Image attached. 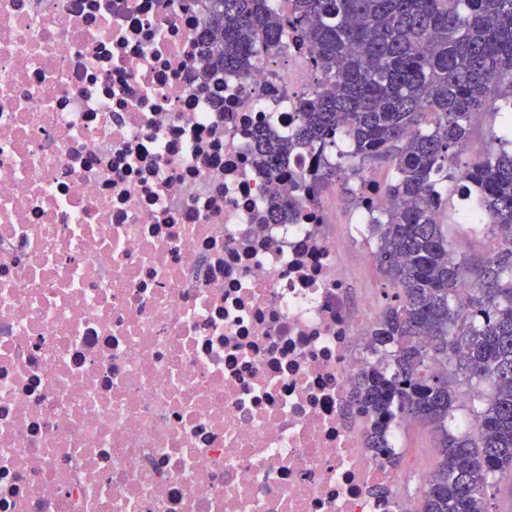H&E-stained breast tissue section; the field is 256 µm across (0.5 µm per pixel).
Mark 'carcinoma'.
<instances>
[{
	"label": "carcinoma",
	"instance_id": "cac0c4a2",
	"mask_svg": "<svg viewBox=\"0 0 512 512\" xmlns=\"http://www.w3.org/2000/svg\"><path fill=\"white\" fill-rule=\"evenodd\" d=\"M295 2L280 17L270 0H211L203 32L222 40L211 47L210 69H246L258 43L274 55L285 37L310 46L317 88L299 101L288 138H257V164L284 181L290 154L319 150L314 194L328 184L351 194V176L366 166L391 168L384 191L397 204L371 225L384 281L376 359L357 380L375 417L371 447L389 451L384 433L393 425H429L440 461L419 488L418 512H487V494L512 474V119L496 152L463 165L456 157L473 117L512 106V0ZM499 97L505 105H495ZM340 137L348 168L330 158ZM448 180L487 219L494 246L478 260L454 255L439 220ZM295 212L294 200L282 198L270 217L283 224ZM464 407L474 433L449 431Z\"/></svg>",
	"mask_w": 512,
	"mask_h": 512
}]
</instances>
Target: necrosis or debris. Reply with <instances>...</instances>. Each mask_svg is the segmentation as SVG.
Segmentation results:
<instances>
[{
  "mask_svg": "<svg viewBox=\"0 0 512 512\" xmlns=\"http://www.w3.org/2000/svg\"><path fill=\"white\" fill-rule=\"evenodd\" d=\"M208 5L0 0V512H406L430 476L368 447L336 194L253 161L310 53L209 74ZM356 190L354 237L388 205Z\"/></svg>",
  "mask_w": 512,
  "mask_h": 512,
  "instance_id": "4bbe7bcc",
  "label": "necrosis or debris"
}]
</instances>
